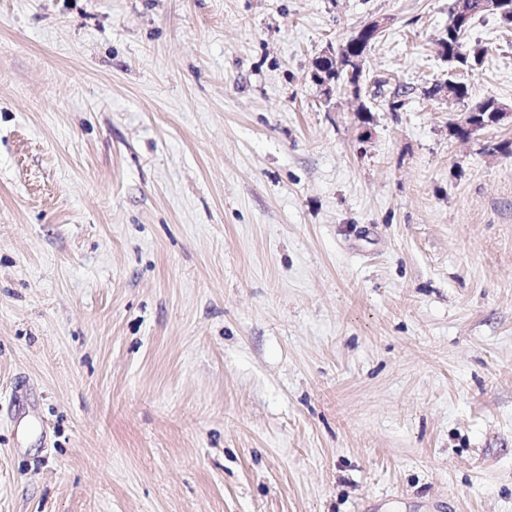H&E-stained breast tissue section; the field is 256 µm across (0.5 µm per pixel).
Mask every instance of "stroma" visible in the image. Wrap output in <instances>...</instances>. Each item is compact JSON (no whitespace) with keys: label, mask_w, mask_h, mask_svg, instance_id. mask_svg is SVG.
<instances>
[{"label":"stroma","mask_w":512,"mask_h":512,"mask_svg":"<svg viewBox=\"0 0 512 512\" xmlns=\"http://www.w3.org/2000/svg\"><path fill=\"white\" fill-rule=\"evenodd\" d=\"M450 3L0 0V512H512V26L449 70ZM362 28L357 34H362ZM353 35L342 46L336 57L325 56L318 61L313 73V81L320 87L323 94H328V90L334 87H344L353 90L357 97H360V81L362 72H360V64L356 62L359 56L364 55L366 50L371 47L368 37H364V43H361V36L358 40H353ZM323 59L328 62L325 66ZM328 89V90H327Z\"/></svg>","instance_id":"1"}]
</instances>
